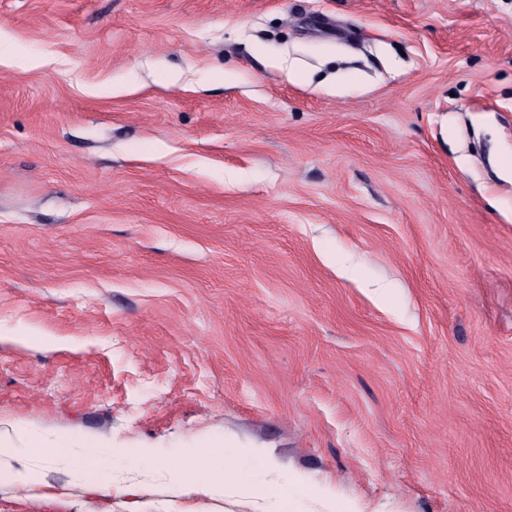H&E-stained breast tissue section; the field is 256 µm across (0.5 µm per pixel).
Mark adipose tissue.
I'll use <instances>...</instances> for the list:
<instances>
[{
  "label": "adipose tissue",
  "instance_id": "obj_1",
  "mask_svg": "<svg viewBox=\"0 0 512 512\" xmlns=\"http://www.w3.org/2000/svg\"><path fill=\"white\" fill-rule=\"evenodd\" d=\"M68 454V449L46 441L36 442L27 448L0 445V482L25 490L42 484L46 471ZM146 460L151 466L168 470L173 490L180 495L216 496L228 489L237 492L243 512H254L260 500L270 494L265 488H240L236 452L231 448H201L195 454L181 458L175 465L151 454Z\"/></svg>",
  "mask_w": 512,
  "mask_h": 512
}]
</instances>
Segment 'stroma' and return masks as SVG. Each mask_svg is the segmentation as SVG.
Here are the masks:
<instances>
[{
	"instance_id": "stroma-1",
	"label": "stroma",
	"mask_w": 512,
	"mask_h": 512,
	"mask_svg": "<svg viewBox=\"0 0 512 512\" xmlns=\"http://www.w3.org/2000/svg\"><path fill=\"white\" fill-rule=\"evenodd\" d=\"M0 40V437L512 512V0H0ZM116 475L0 512H240Z\"/></svg>"
}]
</instances>
